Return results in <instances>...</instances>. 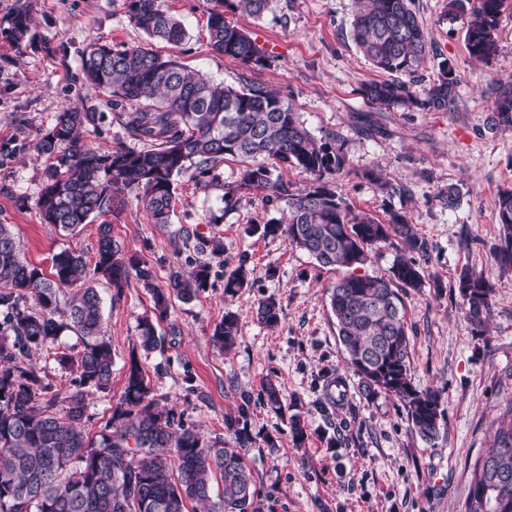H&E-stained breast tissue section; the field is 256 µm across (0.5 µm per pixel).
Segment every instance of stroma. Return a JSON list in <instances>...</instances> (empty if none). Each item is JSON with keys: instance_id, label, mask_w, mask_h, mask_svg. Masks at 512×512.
I'll use <instances>...</instances> for the list:
<instances>
[{"instance_id": "1", "label": "stroma", "mask_w": 512, "mask_h": 512, "mask_svg": "<svg viewBox=\"0 0 512 512\" xmlns=\"http://www.w3.org/2000/svg\"><path fill=\"white\" fill-rule=\"evenodd\" d=\"M447 2L413 0L430 54L409 82L425 97L441 63H448L458 82L454 102L445 110H379L359 91L382 74L352 40L355 0H268L261 16L233 15L267 51L262 68L211 48L207 19L215 0H165L189 32L179 45L150 40L131 21L126 0H0V224L11 225L27 261L43 271L64 249L94 258L98 231L91 223L70 235L43 223L37 201L47 163L33 148L36 136L64 107L93 104L101 118L85 129L84 146L107 150L126 141L110 97L81 68L93 39L153 49L227 86L279 92L315 138L342 147L347 165L331 179L337 193L382 221L394 212L405 215L428 244L420 259L426 284L407 291L403 301L412 383L439 392L444 411L431 442L411 430L396 397L362 398L329 307L327 289L338 271L320 267L285 235L252 232V225L280 222L281 206L246 191L234 210L224 211V188L238 180L239 160H225L213 179L179 178L165 225L153 223L127 195L110 218L112 236L148 260L155 286L167 287L173 273L203 264L210 277L193 302L173 301L158 330L175 331V339L165 352L149 355L137 354L136 340L139 319L153 308L150 289L134 278L120 289L96 280L112 340V389L88 395V431L110 416L134 356L160 407L183 414L211 441L228 439L224 415L236 407V388L252 393L258 445L247 464L267 498L265 512H463L470 469L489 445L494 418L512 399V271H500L493 259L498 195L512 191V128L492 124L499 87L512 85V0L501 15L499 50L486 63L470 57L464 24L449 20ZM21 11L31 25L16 42L9 30ZM372 168L382 171L388 190L364 178ZM452 186L459 202L451 209L444 196ZM241 264L248 284L228 294L224 280ZM465 269L495 284L481 331L463 316L457 280ZM268 296L280 307L274 326L257 316ZM229 310L238 317L239 337L226 353L212 333ZM329 377L345 381L346 396L324 411ZM269 381L284 395L282 411L261 396ZM296 415L307 433L299 447L289 426ZM268 437L274 447L264 446Z\"/></svg>"}]
</instances>
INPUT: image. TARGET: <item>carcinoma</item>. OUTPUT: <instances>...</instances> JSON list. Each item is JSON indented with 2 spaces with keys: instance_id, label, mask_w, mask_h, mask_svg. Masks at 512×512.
<instances>
[{
  "instance_id": "cac0c4a2",
  "label": "carcinoma",
  "mask_w": 512,
  "mask_h": 512,
  "mask_svg": "<svg viewBox=\"0 0 512 512\" xmlns=\"http://www.w3.org/2000/svg\"><path fill=\"white\" fill-rule=\"evenodd\" d=\"M207 21L212 49L247 66L262 68L266 51L228 13L259 16L267 0H216ZM351 36L373 66L389 75L363 84L361 93L380 107L446 109L457 81L443 64L424 99L402 80L414 74L429 55L424 29L412 0H359ZM504 0H448V17L465 19L469 55L487 61L498 52L497 31ZM132 21L150 37L171 44L187 31L159 0H128ZM82 69L96 88L123 105L122 126L128 137L147 142L136 150L119 145L95 151L81 142L82 130L99 115L92 107L64 109L34 147L46 157V180L38 208L47 224L73 233L93 219L122 208L125 195H136L154 223H169L179 177L205 178L228 157L244 163L234 186L224 191L223 211L235 208L242 191L260 192L284 204V224L254 230L281 233L320 266L345 274L329 287V306L347 362L360 377L361 395L371 400L394 395L419 436L431 441L444 421L439 393L417 390L411 380L408 328L400 292L419 290L425 275L417 257L428 246L406 217L390 215L382 223L354 211L325 179L346 165L342 148L319 143L280 94L260 87L234 88L164 59L142 46H114L91 41ZM493 125L512 127V87L495 100ZM302 169L319 187L295 189L272 177L276 165ZM499 225L494 261L512 271V192L497 201ZM398 241L393 279L354 274L379 243ZM100 274L121 289L130 277L150 286L154 270L147 260L124 253L112 237V225H98L93 271L84 253L62 250L53 257L51 276L22 260L10 225L0 224V512H187V503L209 505L208 512H264V504L245 450L255 445L250 430L252 395L236 389L239 403L224 414V430L238 449L203 438L184 415L154 411L155 399L145 372L130 360L125 385L99 430L88 434L91 420L86 397L105 393L112 384V341L102 318L101 298L90 274ZM209 267L200 265L187 277L173 275L165 289H153L154 309L167 316L170 301L188 303L206 288ZM244 265L224 282L228 292L246 284ZM463 315L474 329L486 327L494 284L467 270L458 276ZM65 289L76 299L61 298ZM280 308L268 297L259 302V319L274 325ZM76 335L77 353L55 356L72 376L73 390L52 389L26 363L29 352ZM238 322L232 312L216 325L214 343L228 352L237 343ZM140 347L163 350L165 336L152 318L138 323ZM266 405L282 409V393L272 382L263 389ZM224 489L211 497L213 473ZM464 512H512V400L493 425L490 445L475 460Z\"/></svg>"
}]
</instances>
